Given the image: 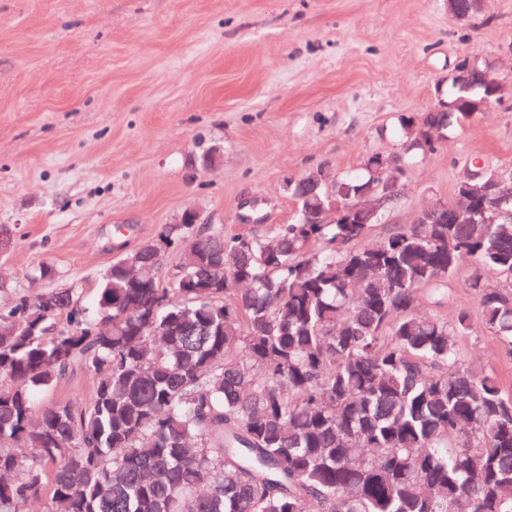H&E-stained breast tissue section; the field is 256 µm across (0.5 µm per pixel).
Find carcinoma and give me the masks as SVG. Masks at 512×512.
<instances>
[{"instance_id":"cac0c4a2","label":"carcinoma","mask_w":512,"mask_h":512,"mask_svg":"<svg viewBox=\"0 0 512 512\" xmlns=\"http://www.w3.org/2000/svg\"><path fill=\"white\" fill-rule=\"evenodd\" d=\"M471 84L424 113L435 136L402 119L398 172L476 115L460 98L490 86ZM335 177L338 201L380 180L371 157ZM327 179L289 182L296 217L263 235L163 226L91 308L53 288L0 309V512L47 485L60 512H512V393L466 364L469 311L443 313L472 266L481 328L512 356V224H403L355 248L372 225L304 223ZM193 237L171 277H133ZM76 364L91 398L36 410Z\"/></svg>"}]
</instances>
